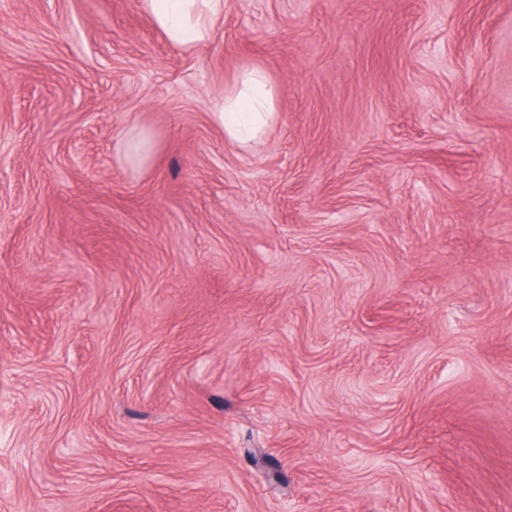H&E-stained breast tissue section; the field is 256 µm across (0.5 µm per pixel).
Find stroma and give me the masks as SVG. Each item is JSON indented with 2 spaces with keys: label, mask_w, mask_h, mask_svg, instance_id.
<instances>
[{
  "label": "stroma",
  "mask_w": 512,
  "mask_h": 512,
  "mask_svg": "<svg viewBox=\"0 0 512 512\" xmlns=\"http://www.w3.org/2000/svg\"><path fill=\"white\" fill-rule=\"evenodd\" d=\"M0 512H512V0H0ZM139 5L151 25L186 53L204 44L224 14V0H140ZM275 111L276 93L269 79L262 71H252L237 89L224 94L212 115L229 140L244 145L264 132Z\"/></svg>",
  "instance_id": "35a3bbf8"
}]
</instances>
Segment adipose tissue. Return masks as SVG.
<instances>
[{"mask_svg": "<svg viewBox=\"0 0 512 512\" xmlns=\"http://www.w3.org/2000/svg\"><path fill=\"white\" fill-rule=\"evenodd\" d=\"M151 25L184 52H195L224 14V0H139ZM276 111V93L263 72L248 73L239 87L225 93L214 120L225 136L246 144L261 135Z\"/></svg>", "mask_w": 512, "mask_h": 512, "instance_id": "obj_1", "label": "adipose tissue"}]
</instances>
